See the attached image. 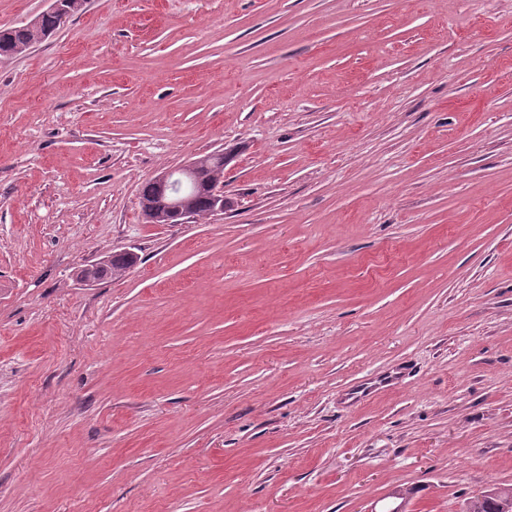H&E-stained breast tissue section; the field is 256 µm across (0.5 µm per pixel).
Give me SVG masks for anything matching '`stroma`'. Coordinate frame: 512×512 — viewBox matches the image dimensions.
Returning <instances> with one entry per match:
<instances>
[{
    "instance_id": "1",
    "label": "stroma",
    "mask_w": 512,
    "mask_h": 512,
    "mask_svg": "<svg viewBox=\"0 0 512 512\" xmlns=\"http://www.w3.org/2000/svg\"><path fill=\"white\" fill-rule=\"evenodd\" d=\"M229 149L224 212L145 222L146 181ZM492 485L512 0H87L0 60V512H463ZM106 258L107 263L105 267L93 269L105 260L102 258L83 268L93 270L84 271L87 273V275L92 276L95 279H112L114 278V275H118L122 272H125L126 270L134 266L137 263L138 259V257L135 254L127 251L113 252L112 254L107 255Z\"/></svg>"
}]
</instances>
